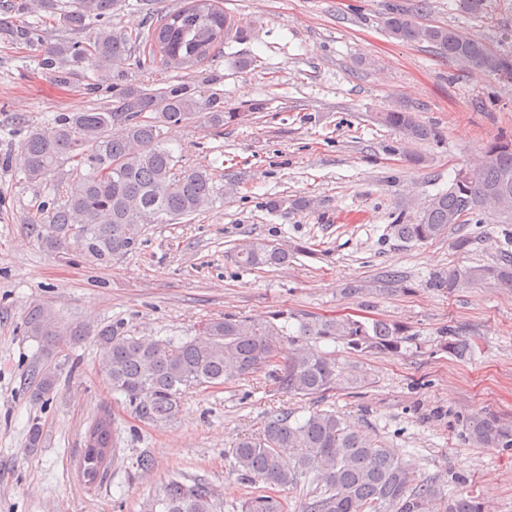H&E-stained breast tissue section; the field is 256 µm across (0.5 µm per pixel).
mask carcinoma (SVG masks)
<instances>
[{
	"label": "carcinoma",
	"mask_w": 512,
	"mask_h": 512,
	"mask_svg": "<svg viewBox=\"0 0 512 512\" xmlns=\"http://www.w3.org/2000/svg\"><path fill=\"white\" fill-rule=\"evenodd\" d=\"M120 6L121 0H12L0 10V39L36 51L40 68L70 85L89 73L99 80L122 76L121 66L141 47L148 49L152 62L167 69H192L212 56L228 28L217 0H188L176 9L151 10L143 29L134 34L110 25ZM458 7L481 17L487 4L458 0ZM42 11L70 33H88V40L43 43ZM384 26L398 40L427 42L448 60L477 72L512 73L511 55L492 53L475 38L459 43L451 28L418 24L401 12L387 13ZM237 116L224 111L221 96L199 86L181 82L153 89L126 83L106 108L61 113L28 131L20 150V174L27 182L48 186L37 229L41 244L51 252L73 251L106 266L133 251L131 244L140 243L144 225L174 224L207 210L219 193L233 189V180L221 184L211 168L180 166L165 130L198 118L222 130ZM380 120L406 139L432 134L411 112H383ZM483 157L469 179L458 176L447 191L432 197L415 223L391 225L395 237L420 243L436 239L489 204L495 213L512 218V137L492 144ZM67 160L75 163L72 179L59 176ZM287 205L310 209L315 201L272 198L267 203L275 212ZM236 249L239 262L248 267L283 266L291 259L288 250L267 243L242 242ZM483 280L512 288V239L505 240L493 263L454 268L435 276L433 285L468 288ZM25 328L48 351L86 335L82 327L66 334L58 330L51 310L40 304L28 311ZM447 334L448 353L460 361L469 359L473 344L463 338L465 331L450 326ZM94 338L103 382L123 397L135 417L156 426L178 416L189 391L261 373L278 392L297 398L362 388L368 375L355 365L336 362L318 349L319 342H341L352 353L381 355L399 354L412 340L407 328L393 321L294 313L277 314L268 322L227 315L179 343L135 336L114 324L95 329ZM28 385L29 399L44 402L54 392L56 375L49 369L34 370ZM463 434L474 448L512 449V426L491 416H468ZM115 447L112 419L104 413L84 436L80 469L85 483L93 485L102 477ZM228 454L245 480L281 488L306 480L315 484L302 512H439L443 499L436 480L416 479L395 449L365 437L333 410H313L302 420L289 412L274 413L258 435L238 439ZM217 508L210 487L172 480L144 505V512ZM240 512H284V505L276 497L258 494L243 499ZM444 512H484V504L471 492L460 493L444 504Z\"/></svg>",
	"instance_id": "1"
}]
</instances>
